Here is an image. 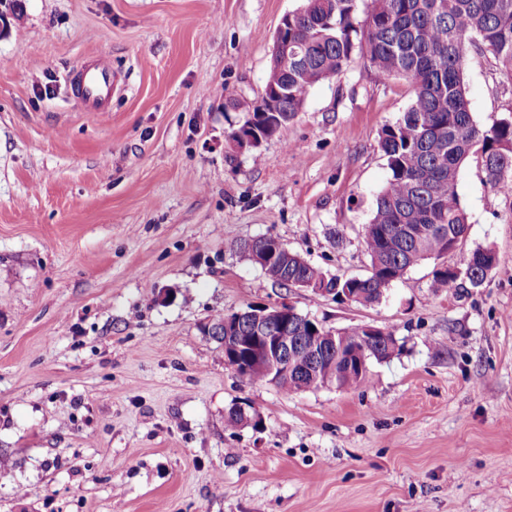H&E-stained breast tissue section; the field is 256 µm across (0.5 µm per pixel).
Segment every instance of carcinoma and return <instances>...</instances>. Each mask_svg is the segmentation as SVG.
<instances>
[{
    "label": "carcinoma",
    "mask_w": 512,
    "mask_h": 512,
    "mask_svg": "<svg viewBox=\"0 0 512 512\" xmlns=\"http://www.w3.org/2000/svg\"><path fill=\"white\" fill-rule=\"evenodd\" d=\"M358 0H301L288 13V55L271 56L264 94L228 134L238 148L244 137H270L299 112L311 87L340 75L356 57L383 82L403 78L413 98L398 121L382 129L379 145L389 176L376 197L366 226L370 258L365 276L329 277L322 268L269 236L261 244L241 241L238 253L287 288L303 281L349 292L362 305L378 302L384 289L407 270L445 255L467 233L468 215L456 191L461 167L476 155L485 181L512 198V118L490 125L473 116L464 82L470 51L487 53L512 79V0H371L363 27L356 25ZM275 111L267 112L274 92ZM491 248H478L455 268L434 271L432 287L478 288L496 267ZM318 323L293 316L272 321V334L285 343L301 342L302 362L310 360L306 337ZM397 347L388 339H367L364 327L345 329L337 347L321 356V371L338 372L344 361L385 360ZM336 386L368 383V369L335 379Z\"/></svg>",
    "instance_id": "cac0c4a2"
}]
</instances>
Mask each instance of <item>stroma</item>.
I'll return each mask as SVG.
<instances>
[{
	"instance_id": "obj_1",
	"label": "stroma",
	"mask_w": 512,
	"mask_h": 512,
	"mask_svg": "<svg viewBox=\"0 0 512 512\" xmlns=\"http://www.w3.org/2000/svg\"><path fill=\"white\" fill-rule=\"evenodd\" d=\"M300 0H21L0 32V512H512V199L470 159L459 250L372 305L285 288L234 249L273 235L339 276L389 172L381 130L411 101L361 59L257 150L226 134L261 97ZM92 58L122 84L98 116L66 97ZM482 124L512 80L469 53ZM493 249L478 288L437 265ZM286 302L401 349L364 386L249 382L212 318ZM241 407L258 426L230 428Z\"/></svg>"
}]
</instances>
